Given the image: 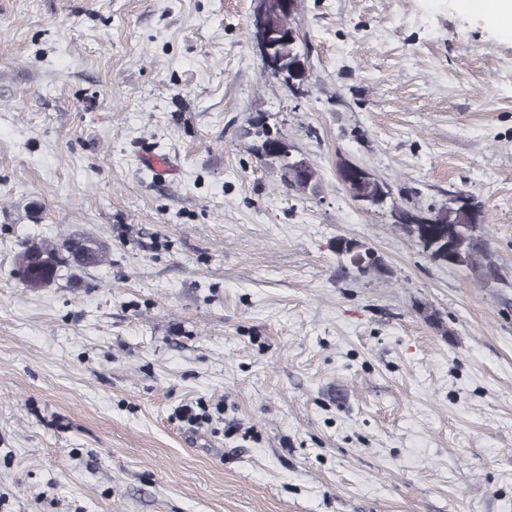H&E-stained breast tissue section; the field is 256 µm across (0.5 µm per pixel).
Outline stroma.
I'll return each mask as SVG.
<instances>
[{
  "instance_id": "obj_1",
  "label": "stroma",
  "mask_w": 512,
  "mask_h": 512,
  "mask_svg": "<svg viewBox=\"0 0 512 512\" xmlns=\"http://www.w3.org/2000/svg\"><path fill=\"white\" fill-rule=\"evenodd\" d=\"M251 14L0 0V512H512V30L458 0H301L298 94ZM262 124L314 188L260 158ZM352 162L400 203L473 195L500 280L362 208ZM81 236L104 263L15 274ZM256 133L258 134V136L261 134V144L256 148V151L261 154V157H264L266 160L278 165V167L282 171L283 179L287 186L292 187L296 190L305 191L308 187H313L316 184V170L312 167L307 158L295 153L291 149V147L288 146V143H285L284 147L276 152H270L266 150L265 142L268 139V137L271 136V134L273 135V137L280 138V140L284 139L280 134L279 130L275 129L274 132H271L270 128L262 124L260 126V129L257 130ZM289 154L292 155V158H288ZM291 160H293L292 163L298 162L306 165V168L309 170L308 180H302L298 177V175H294L291 173V171L293 170L292 163H290ZM105 253V247L89 237L36 244L18 255L16 270L27 288H42L60 276L62 264L70 257H79L85 264H99ZM345 252L347 261L359 274L379 271L384 265L379 255L363 245L355 244L353 249H349L346 245Z\"/></svg>"
}]
</instances>
